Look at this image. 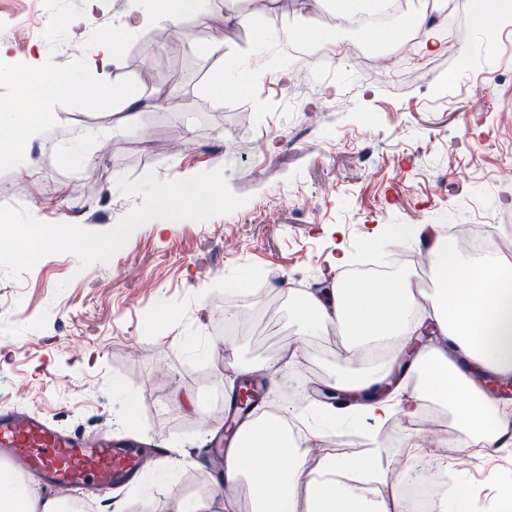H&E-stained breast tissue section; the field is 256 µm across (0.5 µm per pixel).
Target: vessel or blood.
Instances as JSON below:
<instances>
[{"instance_id":"1","label":"vessel or blood","mask_w":512,"mask_h":512,"mask_svg":"<svg viewBox=\"0 0 512 512\" xmlns=\"http://www.w3.org/2000/svg\"><path fill=\"white\" fill-rule=\"evenodd\" d=\"M147 449L158 458L168 454L167 449L153 447L147 439L69 431L38 414L0 408V459L69 492L85 489L99 496L135 482Z\"/></svg>"}]
</instances>
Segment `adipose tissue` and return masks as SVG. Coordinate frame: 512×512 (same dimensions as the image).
Here are the masks:
<instances>
[{"label":"adipose tissue","instance_id":"ef3b65f1","mask_svg":"<svg viewBox=\"0 0 512 512\" xmlns=\"http://www.w3.org/2000/svg\"><path fill=\"white\" fill-rule=\"evenodd\" d=\"M161 21L181 27L206 24L208 17L203 0H128L120 25L82 60L83 69L97 76V85L77 84L74 92L136 109L138 94L115 87L108 67L126 35ZM26 107L21 99L0 108V140L13 145L12 151H0L1 165L17 163L16 147L43 136L44 122L25 117ZM410 235L429 243L432 293L416 289L408 279L351 285L338 280L322 295L289 292L288 304L303 325L322 331L336 327L347 371L332 387L364 394L356 409L376 427L398 417L412 419L423 400L435 399L449 405L460 444L477 440L494 451L512 430V401L492 396L482 383L489 377H512V255L492 248L474 257L423 224L412 225ZM426 327L438 340L423 345L411 361L420 371L419 392H408L402 380L386 397L373 398V391L388 382L402 350ZM336 419L335 410L323 408L295 412L288 420L269 414L248 422L240 444L225 458L223 485L176 495L173 512H215L218 501L224 512H411L403 491L387 500L371 495V483L387 470L379 448L367 449L352 462L326 457L315 469H303L291 421L313 435L334 426ZM352 470L360 485L349 483Z\"/></svg>","mask_w":512,"mask_h":512}]
</instances>
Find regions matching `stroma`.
<instances>
[{"mask_svg": "<svg viewBox=\"0 0 512 512\" xmlns=\"http://www.w3.org/2000/svg\"><path fill=\"white\" fill-rule=\"evenodd\" d=\"M208 24L174 31L160 22L130 34L109 68L115 84L136 91L141 107L124 124L121 105L49 91L31 104L48 111L42 139L28 143L23 172L0 166V204L24 205L45 223L112 228L141 197H123L121 177L154 172L162 181L222 165L229 189L246 196L238 210L206 222L137 228L104 264L80 269L77 256L51 254L21 279L0 270V406L38 411L69 430L153 435L171 448L161 467L112 493L113 512H136L149 497L168 512L178 492L211 488L210 470L184 447L203 448L224 427L218 396L237 388V363H270V405L288 380L329 381L342 363L340 342L303 336L288 305L261 306L273 289L316 293L336 276L393 257L403 227L497 220L512 166V15L489 42L471 29L460 43L470 67L446 52L419 51L388 82L369 80V45L393 53L381 33L339 25L329 0H288L264 10L256 27L231 22L252 0H207ZM88 0H0V102L19 94L20 74L36 61L45 77L94 85L67 22ZM46 19L53 37L23 38L17 20ZM224 78L223 94L210 89ZM174 109L160 112L161 101ZM106 129L107 151L94 165L63 162V142ZM350 256L337 267L338 252ZM173 310L164 318L165 310ZM141 401L134 417L125 397ZM196 409H188V399ZM396 445H383L390 469L373 487L390 498L413 486L418 467L453 468L474 512H494L491 477L512 471V440L494 455L449 439L429 457L410 423L395 420ZM367 418L338 422L332 447L302 454L353 460L374 435Z\"/></svg>", "mask_w": 512, "mask_h": 512, "instance_id": "stroma-1", "label": "stroma"}]
</instances>
